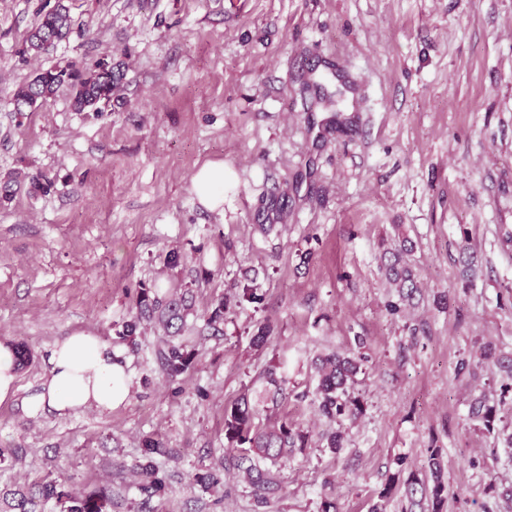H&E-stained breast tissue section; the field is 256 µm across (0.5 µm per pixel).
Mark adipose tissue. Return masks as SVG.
Wrapping results in <instances>:
<instances>
[{
  "instance_id": "ef3b65f1",
  "label": "adipose tissue",
  "mask_w": 512,
  "mask_h": 512,
  "mask_svg": "<svg viewBox=\"0 0 512 512\" xmlns=\"http://www.w3.org/2000/svg\"><path fill=\"white\" fill-rule=\"evenodd\" d=\"M48 362L38 390L25 400L30 413L51 410L64 417L86 409L103 413L127 399L122 354L97 336L76 332L63 337L52 345Z\"/></svg>"
}]
</instances>
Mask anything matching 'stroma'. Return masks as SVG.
Instances as JSON below:
<instances>
[{"label":"stroma","instance_id":"obj_1","mask_svg":"<svg viewBox=\"0 0 512 512\" xmlns=\"http://www.w3.org/2000/svg\"><path fill=\"white\" fill-rule=\"evenodd\" d=\"M56 1L0 0V180L53 182L0 204V342L31 354L0 405V448L20 451L0 494L64 475L82 495L109 488L112 512H321L326 499L370 512L397 456L421 472L436 447L447 512H512V0H61L69 39L24 55ZM100 61L124 73L101 117L64 89L14 112L40 69ZM208 162L224 165L214 211L192 185ZM399 232L422 291L393 315L379 256ZM174 248L186 261L172 269ZM247 278L259 305L235 298ZM174 282L194 300L188 371L168 376L148 328L124 346L123 405L28 414L56 340L115 342L139 288ZM222 300L223 324L206 327ZM358 336L364 412L334 451L313 361ZM282 359L270 416L308 431V447L273 465L267 507L233 468L206 491L192 476L225 454V407ZM479 397L497 409L493 432L469 415ZM149 434L165 488L147 499L132 466Z\"/></svg>","mask_w":512,"mask_h":512}]
</instances>
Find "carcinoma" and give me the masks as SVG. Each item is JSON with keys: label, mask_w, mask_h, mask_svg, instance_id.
<instances>
[{"label": "carcinoma", "mask_w": 512, "mask_h": 512, "mask_svg": "<svg viewBox=\"0 0 512 512\" xmlns=\"http://www.w3.org/2000/svg\"><path fill=\"white\" fill-rule=\"evenodd\" d=\"M72 19L69 8L63 0L50 10L39 14V18L29 33L23 53L39 57L48 52V42H62L69 38ZM121 80L112 76V66L98 63L93 70H83L75 64L65 67L51 66L40 70L29 82L20 85L14 92L11 103L14 111L22 113L37 102L54 96L65 86L69 89L73 106L78 112H91L99 116L112 106V99ZM407 239L399 241L397 248L389 251L386 257L385 278L390 295L395 300L388 302V310L393 314L411 304L417 292V283L412 268L404 261L408 252ZM190 305L186 297H159L155 288H141L136 297L135 312L116 332L121 342L133 341L144 323L156 322L164 329L167 339L162 341L159 357L170 377H176L190 368L193 353L186 346L173 341V337L185 332ZM358 351L347 356L331 353L316 358L319 381L315 401L320 413L339 422L353 421L364 412L363 400L354 395L356 377L363 371L365 357L359 349L364 347L362 338H357ZM284 363L272 365L266 372L269 386L267 399L275 403L281 391L283 376L280 369ZM472 418L483 424L486 430L494 428L497 410L482 398L474 400L470 406ZM224 439L227 449L234 452L233 466L250 480L256 503L265 507L269 495L277 488V483L268 469L259 462H275L288 456L296 448H306L309 434L296 427L288 418L282 417L272 424L260 422L258 404L247 396H242L224 410ZM163 443L148 436L143 440L142 460L135 469L142 480V491L151 496L164 490V479L154 461ZM397 469L389 476L379 493L382 501L390 499L398 483H403L409 498L416 496L427 503L428 512H444L448 500V485L439 452L431 453L428 461V475L421 477L408 471L406 458H395ZM223 467L214 465L193 475V481L207 490L219 492L224 488L221 477ZM53 502L57 512H108L112 506V493L106 488L91 495L78 497L57 479L46 480L34 487L11 492L4 499L6 512H36L37 501Z\"/></svg>", "instance_id": "1"}]
</instances>
